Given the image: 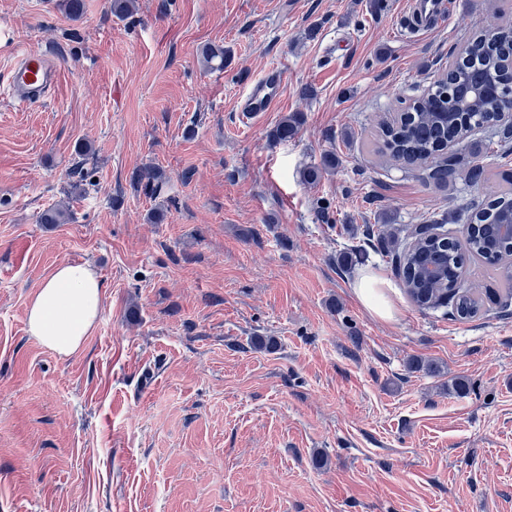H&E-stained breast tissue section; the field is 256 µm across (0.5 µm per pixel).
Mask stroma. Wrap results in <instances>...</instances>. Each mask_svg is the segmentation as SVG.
Here are the masks:
<instances>
[{
  "label": "stroma",
  "mask_w": 512,
  "mask_h": 512,
  "mask_svg": "<svg viewBox=\"0 0 512 512\" xmlns=\"http://www.w3.org/2000/svg\"><path fill=\"white\" fill-rule=\"evenodd\" d=\"M411 2L136 0L120 19L83 0L73 20L62 0H0V73L30 47L61 72L27 110L0 96V512H512V302L473 264L481 314L420 311L386 240L428 214L460 233L476 194L374 150L512 0H448L407 35ZM273 67L271 111L242 118ZM292 114L295 137L272 140ZM59 203L66 223H41ZM354 249L366 264L342 266ZM63 263L104 291L68 357L26 326ZM366 269L395 287L391 320L355 295Z\"/></svg>",
  "instance_id": "stroma-1"
}]
</instances>
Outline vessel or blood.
<instances>
[{"label":"vessel or blood","mask_w":512,"mask_h":512,"mask_svg":"<svg viewBox=\"0 0 512 512\" xmlns=\"http://www.w3.org/2000/svg\"><path fill=\"white\" fill-rule=\"evenodd\" d=\"M59 80L55 61L38 50H22L7 72L4 87L18 106L43 100ZM282 87V74L271 70L255 81L240 98V109L252 116L270 111Z\"/></svg>","instance_id":"vessel-or-blood-1"}]
</instances>
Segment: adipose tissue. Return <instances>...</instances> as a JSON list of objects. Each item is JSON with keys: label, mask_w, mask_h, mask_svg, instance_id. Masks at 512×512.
Segmentation results:
<instances>
[{"label": "adipose tissue", "mask_w": 512, "mask_h": 512, "mask_svg": "<svg viewBox=\"0 0 512 512\" xmlns=\"http://www.w3.org/2000/svg\"><path fill=\"white\" fill-rule=\"evenodd\" d=\"M390 288L386 278L370 272L360 278L356 294L374 315L388 320L393 315ZM102 300L101 283L89 264H60L28 303V333L59 356H71L91 335Z\"/></svg>", "instance_id": "obj_1"}]
</instances>
